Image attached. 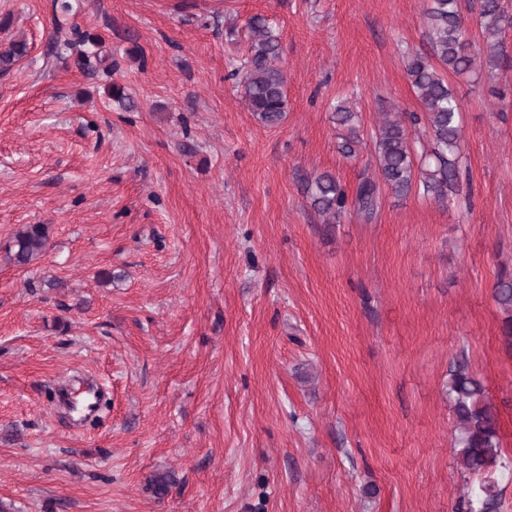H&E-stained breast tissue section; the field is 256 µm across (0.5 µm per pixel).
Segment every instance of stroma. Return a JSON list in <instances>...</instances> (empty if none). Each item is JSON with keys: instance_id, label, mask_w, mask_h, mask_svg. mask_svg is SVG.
<instances>
[{"instance_id": "stroma-1", "label": "stroma", "mask_w": 512, "mask_h": 512, "mask_svg": "<svg viewBox=\"0 0 512 512\" xmlns=\"http://www.w3.org/2000/svg\"><path fill=\"white\" fill-rule=\"evenodd\" d=\"M0 0V507L5 512H456L446 395L466 360L497 413L512 512V348L493 299L512 273V29L461 104L462 183L383 193L325 223L301 190L378 176L386 112H422L403 64L427 0ZM280 31L288 112L247 109L248 19ZM115 68L81 69L73 29ZM121 84L129 108L112 101ZM358 112L351 155L334 106ZM27 224L49 246L10 261ZM94 378L81 426L58 387ZM170 473L165 496L151 479Z\"/></svg>"}]
</instances>
